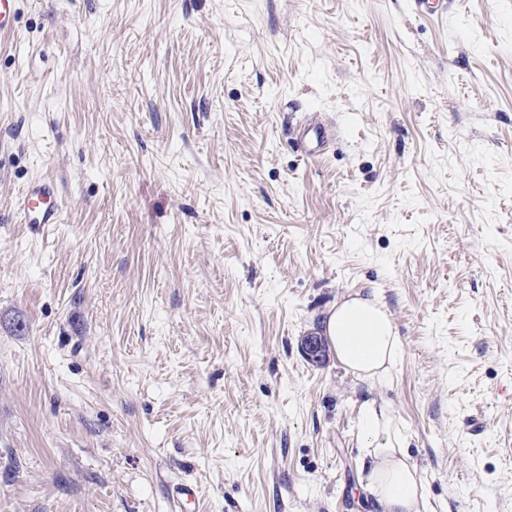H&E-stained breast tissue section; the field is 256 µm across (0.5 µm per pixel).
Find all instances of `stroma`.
<instances>
[{
    "instance_id": "obj_1",
    "label": "stroma",
    "mask_w": 512,
    "mask_h": 512,
    "mask_svg": "<svg viewBox=\"0 0 512 512\" xmlns=\"http://www.w3.org/2000/svg\"><path fill=\"white\" fill-rule=\"evenodd\" d=\"M15 9L0 512H375L368 392L428 512H512V0ZM43 177L61 221L21 223ZM371 291L403 353L369 388L300 340Z\"/></svg>"
}]
</instances>
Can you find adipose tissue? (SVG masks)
<instances>
[{"mask_svg":"<svg viewBox=\"0 0 512 512\" xmlns=\"http://www.w3.org/2000/svg\"><path fill=\"white\" fill-rule=\"evenodd\" d=\"M324 333L338 362L358 380L388 377L402 354L396 327L375 295L338 300L324 321ZM361 446L371 466L366 488L380 512H426L423 479L406 453V436L387 407L364 401L358 411Z\"/></svg>","mask_w":512,"mask_h":512,"instance_id":"ef3b65f1","label":"adipose tissue"}]
</instances>
